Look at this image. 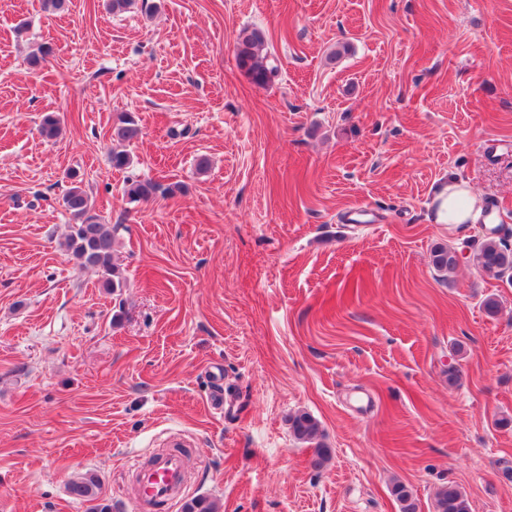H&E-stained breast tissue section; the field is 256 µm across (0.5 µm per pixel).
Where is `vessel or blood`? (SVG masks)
<instances>
[{
    "instance_id": "vessel-or-blood-1",
    "label": "vessel or blood",
    "mask_w": 512,
    "mask_h": 512,
    "mask_svg": "<svg viewBox=\"0 0 512 512\" xmlns=\"http://www.w3.org/2000/svg\"><path fill=\"white\" fill-rule=\"evenodd\" d=\"M186 483L184 457L169 450L152 456L149 466L137 472L138 495L135 506L138 512H164L183 492Z\"/></svg>"
}]
</instances>
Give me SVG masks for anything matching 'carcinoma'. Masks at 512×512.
Here are the masks:
<instances>
[{
    "instance_id": "carcinoma-1",
    "label": "carcinoma",
    "mask_w": 512,
    "mask_h": 512,
    "mask_svg": "<svg viewBox=\"0 0 512 512\" xmlns=\"http://www.w3.org/2000/svg\"><path fill=\"white\" fill-rule=\"evenodd\" d=\"M135 6L146 14L155 9L153 0H108L112 12H123ZM264 47L265 35L257 28L242 31L235 47L238 67L252 83L259 86L267 84L275 71L263 54ZM60 133L59 116L53 113L45 115L40 124V134L47 139H54ZM140 133L138 122L130 114L118 117L112 126V139L120 144L138 139ZM69 178L72 186L66 192L63 202L74 224L70 225V233L65 239V250L77 265L98 273L104 287L114 290L121 288L123 281L113 263L115 228L103 222L95 212L94 201L82 187V181L77 179V175L71 173ZM157 191L155 183L137 179L127 181L124 188V194L131 202L148 200ZM474 261L481 270L493 271L499 278L512 279V248L500 238L488 237L481 241L475 250ZM432 264L439 273L453 271L457 266L454 248L450 245L436 247ZM289 425L295 440L314 446L313 467H323L330 460L331 450L319 442L322 436L320 422L308 412H298L290 416ZM99 489V477L93 472L83 474L68 485L71 496L89 503V512H109L110 506L98 502ZM393 494L400 502L401 512H419L417 500L405 486H394ZM434 512H470L468 497L456 485L443 486L435 493Z\"/></svg>"
}]
</instances>
